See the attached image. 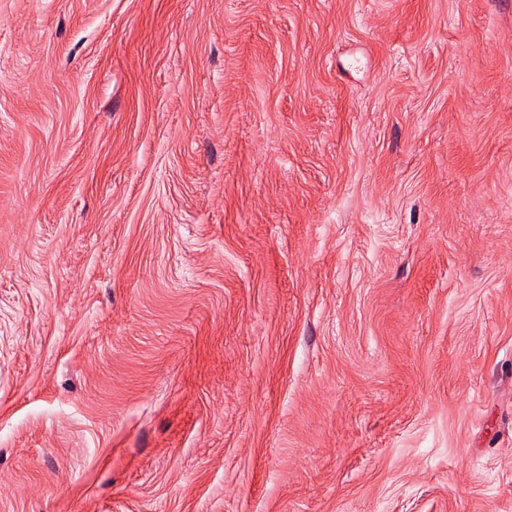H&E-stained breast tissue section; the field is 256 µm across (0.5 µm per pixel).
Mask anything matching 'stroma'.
Wrapping results in <instances>:
<instances>
[{
  "mask_svg": "<svg viewBox=\"0 0 512 512\" xmlns=\"http://www.w3.org/2000/svg\"><path fill=\"white\" fill-rule=\"evenodd\" d=\"M0 512H512V0H0Z\"/></svg>",
  "mask_w": 512,
  "mask_h": 512,
  "instance_id": "obj_1",
  "label": "stroma"
}]
</instances>
